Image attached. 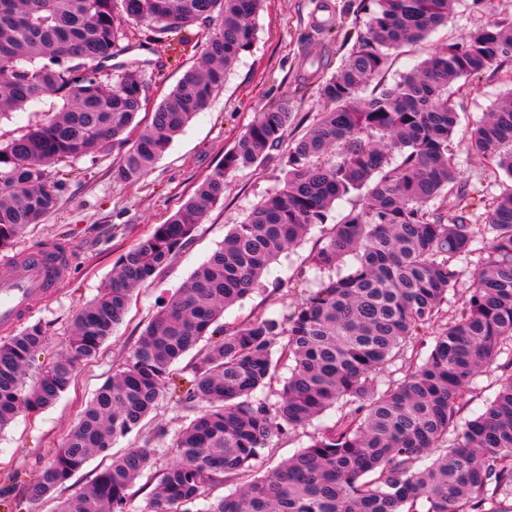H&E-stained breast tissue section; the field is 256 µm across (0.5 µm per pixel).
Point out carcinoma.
<instances>
[{"label": "carcinoma", "mask_w": 512, "mask_h": 512, "mask_svg": "<svg viewBox=\"0 0 512 512\" xmlns=\"http://www.w3.org/2000/svg\"><path fill=\"white\" fill-rule=\"evenodd\" d=\"M264 0H0V119L46 96L63 101L39 124L0 143V253L57 204L73 159L108 151L145 105L136 66L102 84L108 62L131 49L137 27L157 42L193 25L207 28L200 62L151 114L120 166L145 176L251 51ZM364 28L345 32L352 49L335 74L298 89L327 103L285 156L281 186L233 225L224 243L169 297L133 355L95 393L52 460L28 484L38 507L69 488L95 455L137 429L165 398L195 411L173 438L177 460L161 463L152 440L130 448L52 512H128L136 479L156 486L139 512H194L226 483L238 491L207 512H504L512 500V185L487 201L460 179L450 153L458 122L448 94L462 78L512 70V15L470 30L393 84L368 82L393 53L448 22L451 0H376ZM294 108L257 114L166 224L124 254L112 280L75 316L68 355L29 369L45 348L40 324L0 341V432L26 411L52 405L76 366L96 358L127 310L132 291L183 248L226 177L263 162L283 142ZM512 182V93L467 137ZM364 200L332 225L310 253L314 287L287 312L221 322L224 309L261 278L334 203ZM474 252L480 263L464 261ZM471 287L459 291L464 278ZM207 345L176 379L173 365ZM289 376L259 396L280 364ZM397 366L398 379L381 371ZM501 371L481 413L463 417L480 373ZM336 421L261 477L260 451L330 408ZM432 457L429 464L418 462Z\"/></svg>", "instance_id": "carcinoma-1"}]
</instances>
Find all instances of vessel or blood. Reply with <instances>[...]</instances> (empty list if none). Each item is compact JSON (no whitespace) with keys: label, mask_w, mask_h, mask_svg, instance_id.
Here are the masks:
<instances>
[{"label":"vessel or blood","mask_w":512,"mask_h":512,"mask_svg":"<svg viewBox=\"0 0 512 512\" xmlns=\"http://www.w3.org/2000/svg\"><path fill=\"white\" fill-rule=\"evenodd\" d=\"M72 258L67 245L50 243L33 247L17 264L0 266V331L11 332L36 300L59 287Z\"/></svg>","instance_id":"1"}]
</instances>
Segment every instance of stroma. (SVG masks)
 <instances>
[{"label":"stroma","mask_w":512,"mask_h":512,"mask_svg":"<svg viewBox=\"0 0 512 512\" xmlns=\"http://www.w3.org/2000/svg\"><path fill=\"white\" fill-rule=\"evenodd\" d=\"M358 3L266 0L252 50L241 55L207 108L175 137L147 175L135 182L114 178L113 171L128 150L124 144L114 145L96 158L76 160L77 174L60 191L54 210L16 238L11 254L17 259L48 239L66 242L76 257L69 276L55 293L34 303L29 317L30 323L42 325L48 337L38 355L46 361L65 354L76 314L109 282L121 256L156 225L166 223L196 186L219 168L225 152L256 113L271 102L293 98L295 112L284 135V147L272 151L261 164L228 177L223 199L209 209L184 248L154 281L134 292L126 316L105 342L101 355L78 365L71 386L53 405L21 414L0 433V512H28L26 484L46 466L85 404L130 358L138 336L171 293L223 244L231 226L242 222L253 205L277 187L286 144L301 137L306 115L324 107L314 98L294 99V89L301 81L331 75L341 66L350 46L341 38L327 36L326 31L365 23V15L356 10ZM507 12H512V0H455L446 25L393 58L384 74L386 82H394L449 42L461 40L469 29L493 24ZM199 57L196 51L148 44L132 49L121 61L140 67L146 83V109L151 112ZM511 91L512 80L492 72L458 80L450 89L458 112L452 152L460 176L482 181L492 196L501 193L503 177L493 173L481 156L468 152L463 136L497 99ZM321 237L320 227L311 228L299 245L289 248L271 267L262 290L225 309V323L240 322L256 309L283 312L299 295L298 290L289 288V279L304 268ZM186 416V411L173 403L161 402L140 427L118 439L113 450L123 452L151 437L162 458L174 459L172 438ZM161 428L166 430V438L155 439Z\"/></svg>","instance_id":"35a3bbf8"}]
</instances>
